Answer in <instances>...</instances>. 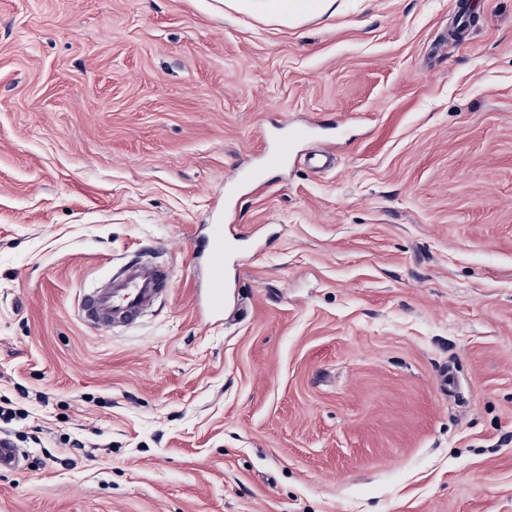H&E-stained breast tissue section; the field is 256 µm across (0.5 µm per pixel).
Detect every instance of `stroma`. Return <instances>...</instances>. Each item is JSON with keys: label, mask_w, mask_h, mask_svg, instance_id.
I'll return each instance as SVG.
<instances>
[{"label": "stroma", "mask_w": 512, "mask_h": 512, "mask_svg": "<svg viewBox=\"0 0 512 512\" xmlns=\"http://www.w3.org/2000/svg\"><path fill=\"white\" fill-rule=\"evenodd\" d=\"M336 2L0 0V512H512V0ZM239 13L263 17L285 26H298L313 15L336 13L335 0H217ZM169 279V270L162 264L128 261L102 287L83 293L81 320L104 331L119 323L132 324L152 310ZM224 272L222 262L213 264L209 280V293L206 298L207 307L214 312H220L224 306ZM23 457V453L14 447L10 439L0 436V471L20 469Z\"/></svg>", "instance_id": "stroma-1"}]
</instances>
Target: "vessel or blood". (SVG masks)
Returning a JSON list of instances; mask_svg holds the SVG:
<instances>
[{"label":"vessel or blood","instance_id":"obj_1","mask_svg":"<svg viewBox=\"0 0 512 512\" xmlns=\"http://www.w3.org/2000/svg\"><path fill=\"white\" fill-rule=\"evenodd\" d=\"M169 279V270L162 264L127 262L102 287L83 293L80 317L86 326L104 331L119 323H134L152 310ZM206 304L214 312L224 306V272L218 262L212 268ZM22 460L20 449L1 435L0 471L18 470Z\"/></svg>","mask_w":512,"mask_h":512}]
</instances>
